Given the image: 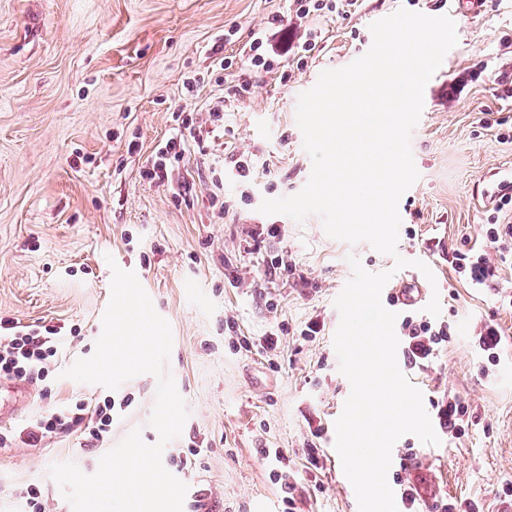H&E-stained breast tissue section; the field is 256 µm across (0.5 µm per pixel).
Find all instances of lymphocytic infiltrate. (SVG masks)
Segmentation results:
<instances>
[{
  "instance_id": "f902f5d3",
  "label": "lymphocytic infiltrate",
  "mask_w": 512,
  "mask_h": 512,
  "mask_svg": "<svg viewBox=\"0 0 512 512\" xmlns=\"http://www.w3.org/2000/svg\"><path fill=\"white\" fill-rule=\"evenodd\" d=\"M245 66L233 89L234 99L246 98L252 87V76L258 72L271 73L285 66L281 53L268 38L265 30L254 31L239 50ZM228 106L224 98H217L207 109L204 118H194L179 124L176 132L157 145L150 166L144 176L149 182L168 185L176 164L183 161L191 144H204L216 129L223 127ZM512 210V182L500 185L494 214L488 215L483 226L485 248L456 249L451 265L474 288L497 291L504 306L512 307V288L502 281L499 262L490 259V252L505 253L512 248V226L499 223L497 214ZM454 329L452 325L432 323L407 314L401 322L402 354L406 365L423 367L448 345ZM60 339L54 329L21 325L13 321L0 322V376L16 380H46L57 363ZM116 402L104 398L93 408L84 403L66 405L49 417L40 419L28 433V440L37 443L49 435L73 427H82L89 447L106 442L112 433Z\"/></svg>"
}]
</instances>
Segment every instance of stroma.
I'll return each mask as SVG.
<instances>
[{"instance_id": "stroma-1", "label": "stroma", "mask_w": 512, "mask_h": 512, "mask_svg": "<svg viewBox=\"0 0 512 512\" xmlns=\"http://www.w3.org/2000/svg\"><path fill=\"white\" fill-rule=\"evenodd\" d=\"M429 16L444 0H357L348 17L296 20L291 0H0V320L60 328L57 370L93 354L110 299L111 265L135 272L155 310L171 325L165 370L189 410L162 463L186 483L183 510L204 499L209 512H283L284 492L270 479L286 471L297 512H358L334 447V423L350 394L333 337L340 316L334 300L351 277L349 256L366 270L390 269L395 257L436 268L439 318L456 334L427 367L424 406L448 395L469 406V430L450 451L412 472L427 497L478 498L487 512L501 485L512 482V308L493 291L469 287L453 270V249L482 247L480 226L501 180H512V0H486L476 16H459L458 43L424 89V108L411 137L418 181L399 202L396 256L369 243L328 237L319 216L297 222L264 215L266 198L298 193L312 161L296 123L301 92L324 69L349 65L372 45L369 20L398 9ZM236 28L233 44L224 32ZM266 29L280 50L313 32L316 46L303 69L252 78L248 98L234 102L224 130L206 148L190 147L174 180L191 195L144 179L156 146L173 132L177 109L205 112L228 96L241 66L237 47ZM232 58L220 69L211 51ZM476 74L460 101L448 98V80ZM503 75L493 85L488 73ZM204 75L193 99L183 84ZM495 123L482 125L483 113ZM249 154L255 175L242 182L233 155ZM222 159L224 182L236 194L237 213L212 217V168ZM276 224L277 236L252 237L255 225ZM287 271L262 280L267 260ZM234 319L242 335L280 336L284 360L269 366L258 354L233 350L224 333ZM324 323L311 341L300 331ZM497 323L504 344L492 374L473 333ZM78 337H71V330ZM43 396L34 383L15 414L0 415V512H17L28 487L40 490L47 512L66 501L49 477L52 464L75 462L95 473L103 451L83 434L66 431L30 445L19 432L58 405L131 397L106 443L114 448L133 429L157 442L149 418L156 379L143 374L111 391L69 378L52 380ZM318 435H311V427ZM205 447L195 468L173 463L191 442ZM279 448L283 461L265 457ZM321 469H307L306 449Z\"/></svg>"}]
</instances>
